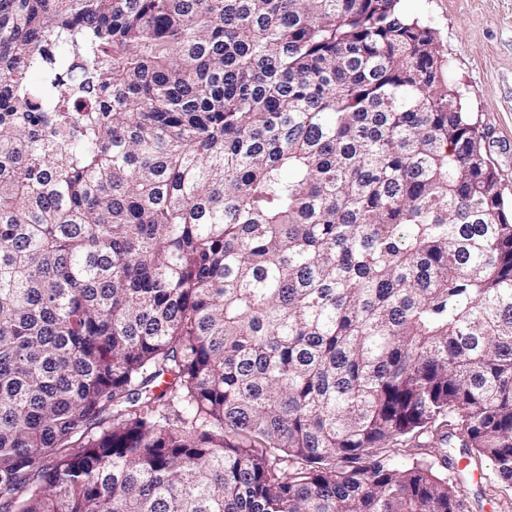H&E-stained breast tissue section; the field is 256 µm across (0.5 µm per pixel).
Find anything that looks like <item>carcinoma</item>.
I'll return each instance as SVG.
<instances>
[{
  "label": "carcinoma",
  "instance_id": "1",
  "mask_svg": "<svg viewBox=\"0 0 512 512\" xmlns=\"http://www.w3.org/2000/svg\"><path fill=\"white\" fill-rule=\"evenodd\" d=\"M399 2L0 0V512L512 489V215Z\"/></svg>",
  "mask_w": 512,
  "mask_h": 512
}]
</instances>
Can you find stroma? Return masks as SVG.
<instances>
[{"label": "stroma", "instance_id": "1", "mask_svg": "<svg viewBox=\"0 0 512 512\" xmlns=\"http://www.w3.org/2000/svg\"><path fill=\"white\" fill-rule=\"evenodd\" d=\"M401 10L434 32L465 112L485 134L484 155L512 206V0H401ZM469 512H512L490 462L469 468Z\"/></svg>", "mask_w": 512, "mask_h": 512}]
</instances>
